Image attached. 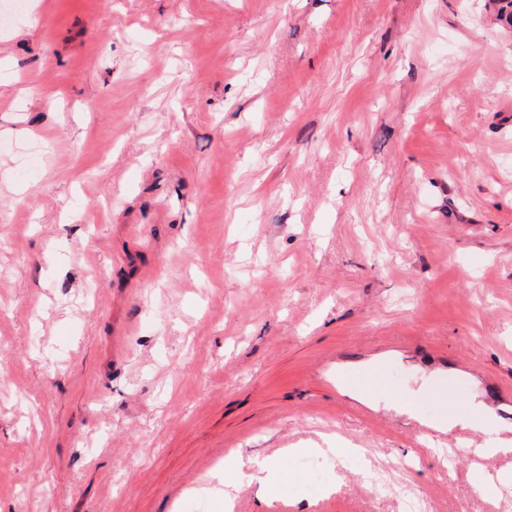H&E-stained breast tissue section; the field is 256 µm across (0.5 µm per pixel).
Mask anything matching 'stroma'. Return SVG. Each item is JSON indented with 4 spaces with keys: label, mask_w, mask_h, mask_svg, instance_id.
I'll return each mask as SVG.
<instances>
[{
    "label": "stroma",
    "mask_w": 512,
    "mask_h": 512,
    "mask_svg": "<svg viewBox=\"0 0 512 512\" xmlns=\"http://www.w3.org/2000/svg\"><path fill=\"white\" fill-rule=\"evenodd\" d=\"M485 3L0 0V512H512ZM457 423H462L466 427L481 432L484 436L482 442L476 445L475 448H470L473 445L472 443L468 444L467 447H469V452H474L477 455H487L510 445V441L506 442L502 439L499 436V431L494 428L487 419H483L482 421H472L469 419L450 418L448 421V425L450 426ZM297 450L298 449L296 448H287V450L283 453V457L281 458L255 461L252 466V472L248 476L249 479L252 481L257 480L260 483H266L269 485L276 471L282 468L284 458L286 456H291ZM243 463L235 456L224 458V505H230L238 491V485L234 480L236 474L241 473Z\"/></svg>",
    "instance_id": "obj_1"
}]
</instances>
